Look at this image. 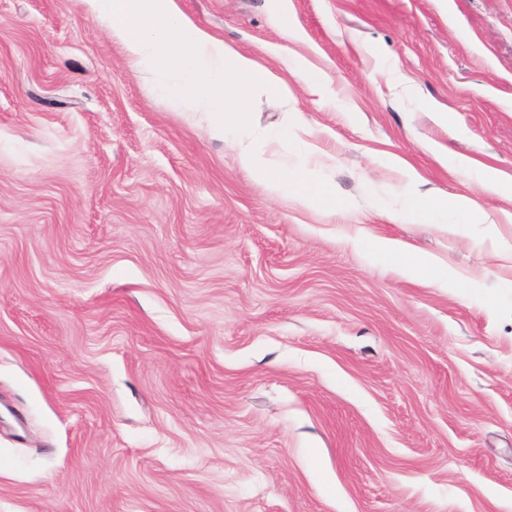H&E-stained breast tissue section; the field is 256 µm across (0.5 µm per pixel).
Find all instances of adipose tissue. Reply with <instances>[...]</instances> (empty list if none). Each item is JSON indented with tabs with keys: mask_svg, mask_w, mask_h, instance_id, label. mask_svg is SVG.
Instances as JSON below:
<instances>
[{
	"mask_svg": "<svg viewBox=\"0 0 512 512\" xmlns=\"http://www.w3.org/2000/svg\"><path fill=\"white\" fill-rule=\"evenodd\" d=\"M83 2L121 43L137 74L162 90L171 110L190 117L209 137L234 136L238 164L264 184L269 196L295 192L322 207L335 206L321 165L302 168L291 151L282 149V142L300 143L295 130H282L270 144L253 138L254 96H288L287 85L256 58L200 28L179 9L177 0ZM403 209L419 219L451 210L465 216L476 212L470 200L421 192L412 180L403 194ZM378 248L403 275L440 285L448 281L447 269L410 245L385 239Z\"/></svg>",
	"mask_w": 512,
	"mask_h": 512,
	"instance_id": "obj_1",
	"label": "adipose tissue"
}]
</instances>
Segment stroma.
Listing matches in <instances>:
<instances>
[{
  "mask_svg": "<svg viewBox=\"0 0 512 512\" xmlns=\"http://www.w3.org/2000/svg\"><path fill=\"white\" fill-rule=\"evenodd\" d=\"M178 4L338 203L268 196L80 0H0V512H512V0ZM405 165L498 241L410 220ZM378 249L403 275L420 278L430 283L448 285V269L442 268L428 255L416 251L408 244L385 239L378 243Z\"/></svg>",
  "mask_w": 512,
  "mask_h": 512,
  "instance_id": "obj_1",
  "label": "stroma"
}]
</instances>
